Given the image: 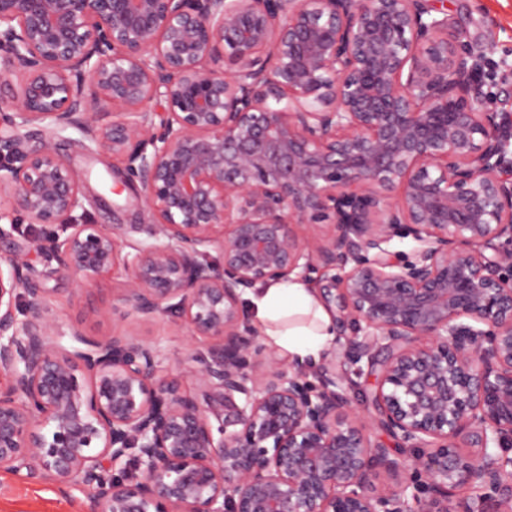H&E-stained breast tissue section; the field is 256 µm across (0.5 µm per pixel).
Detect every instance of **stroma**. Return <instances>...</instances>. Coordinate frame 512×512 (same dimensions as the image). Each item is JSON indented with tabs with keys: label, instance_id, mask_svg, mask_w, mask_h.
<instances>
[{
	"label": "stroma",
	"instance_id": "stroma-1",
	"mask_svg": "<svg viewBox=\"0 0 512 512\" xmlns=\"http://www.w3.org/2000/svg\"><path fill=\"white\" fill-rule=\"evenodd\" d=\"M448 12L467 29L474 48H481L489 41L494 43L493 53L487 54L482 66L485 89L492 94L491 108L512 113V72L502 66L503 61H512V0H448ZM78 138L76 131L69 130L61 134L57 144L71 158L96 198L89 208L93 220L112 232L120 246L146 240L136 186L112 178L110 169L116 163L115 158L104 152L93 156L84 154L77 145ZM43 281L44 299L57 313L62 326H79L90 336H108L129 327L119 317L103 314L104 309L120 303L127 281L123 268H115L107 277L82 284L53 264L46 267ZM134 329L139 338L159 342L175 369L181 368L191 354L208 346L207 340L191 339L188 329L173 311ZM89 510L90 503L79 489H63L48 479L30 482L0 473V512Z\"/></svg>",
	"mask_w": 512,
	"mask_h": 512
}]
</instances>
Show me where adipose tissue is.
Masks as SVG:
<instances>
[{"instance_id": "adipose-tissue-1", "label": "adipose tissue", "mask_w": 512, "mask_h": 512, "mask_svg": "<svg viewBox=\"0 0 512 512\" xmlns=\"http://www.w3.org/2000/svg\"><path fill=\"white\" fill-rule=\"evenodd\" d=\"M252 323L265 345L301 365L318 363L336 343V320L296 276L250 293Z\"/></svg>"}]
</instances>
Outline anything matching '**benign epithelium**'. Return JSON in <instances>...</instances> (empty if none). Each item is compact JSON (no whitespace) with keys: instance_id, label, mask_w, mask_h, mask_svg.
I'll return each instance as SVG.
<instances>
[{"instance_id":"benign-epithelium-1","label":"benign epithelium","mask_w":512,"mask_h":512,"mask_svg":"<svg viewBox=\"0 0 512 512\" xmlns=\"http://www.w3.org/2000/svg\"><path fill=\"white\" fill-rule=\"evenodd\" d=\"M0 76V200L58 229L30 250L89 283L120 264L123 318L215 339L175 371L157 342L65 330L0 252V471L90 512H512V114L448 9L0 0ZM67 130L122 161L162 242L123 254L87 218ZM292 274L336 312L339 374L248 324L242 295ZM363 361L393 448L351 406Z\"/></svg>"}]
</instances>
